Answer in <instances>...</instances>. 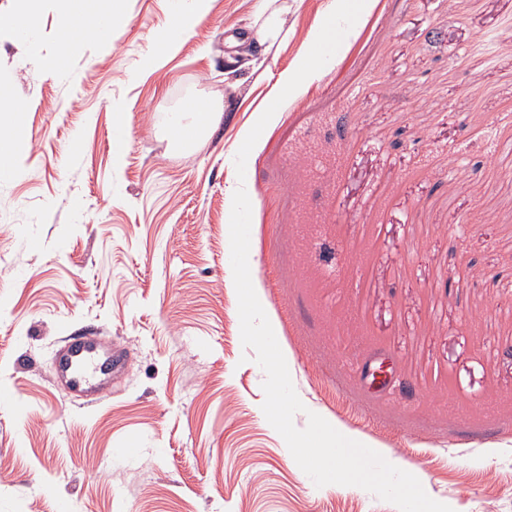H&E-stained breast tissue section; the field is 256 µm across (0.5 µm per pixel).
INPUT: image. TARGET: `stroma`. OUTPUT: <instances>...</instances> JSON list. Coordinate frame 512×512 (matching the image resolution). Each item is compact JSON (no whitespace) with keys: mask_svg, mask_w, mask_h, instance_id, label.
<instances>
[{"mask_svg":"<svg viewBox=\"0 0 512 512\" xmlns=\"http://www.w3.org/2000/svg\"><path fill=\"white\" fill-rule=\"evenodd\" d=\"M322 3L299 0L260 79L224 67L254 0H213L146 74L176 0H125L124 23L51 75L26 37L0 41V77L26 108L0 180V512H398L299 468L262 411L229 274L235 141ZM358 25L246 164L256 294L305 406L294 424L327 418L453 512H512V0H378ZM192 97L222 117L184 148L168 117ZM312 154L335 168L330 197L301 181ZM306 201L331 227L333 274L290 245ZM73 333L129 353L99 402L52 382ZM376 353L409 395L362 379ZM112 120V158L115 164H120L125 156L128 125L126 122L127 113L123 112L121 105H115Z\"/></svg>","mask_w":512,"mask_h":512,"instance_id":"35a3bbf8","label":"stroma"}]
</instances>
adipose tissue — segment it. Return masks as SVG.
Returning a JSON list of instances; mask_svg holds the SVG:
<instances>
[{
  "mask_svg": "<svg viewBox=\"0 0 512 512\" xmlns=\"http://www.w3.org/2000/svg\"><path fill=\"white\" fill-rule=\"evenodd\" d=\"M124 0H22L17 12L0 15V38L34 33L38 28L39 15L47 4H54L62 20L55 33L57 52L50 57L38 55L36 42L30 41V52L36 53V61L44 71H60L66 59L85 41L90 29H112L123 23ZM212 0H189L188 6L175 9L169 26L159 30L157 48L144 55L139 63L140 72L158 68L163 58L174 54L182 36L192 31L209 14ZM295 0H256L249 36L260 46L258 56L251 58L252 72L263 73L267 55L288 35L287 20L295 8ZM17 99L10 83L0 80V170L8 172L16 168L18 146L22 141V127L10 112ZM221 119L218 108L209 101H189L183 113L174 117L171 130L179 144L189 145Z\"/></svg>",
  "mask_w": 512,
  "mask_h": 512,
  "instance_id": "1",
  "label": "adipose tissue"
}]
</instances>
